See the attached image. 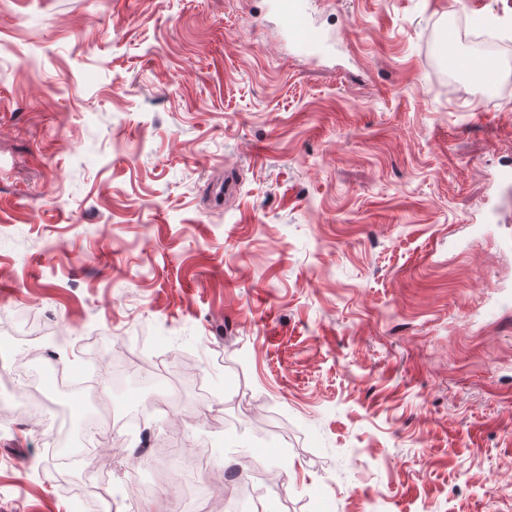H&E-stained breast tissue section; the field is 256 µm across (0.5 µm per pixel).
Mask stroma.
<instances>
[{
	"label": "stroma",
	"mask_w": 512,
	"mask_h": 512,
	"mask_svg": "<svg viewBox=\"0 0 512 512\" xmlns=\"http://www.w3.org/2000/svg\"><path fill=\"white\" fill-rule=\"evenodd\" d=\"M268 5L0 0V343L93 383L0 416V512H142L131 412L242 512H512V43L492 94L440 58L512 0H314L313 60ZM52 455H58V461L70 467L73 471L81 469L89 457V448H85L80 435L73 436L66 445L59 443L55 432L48 438Z\"/></svg>",
	"instance_id": "35a3bbf8"
}]
</instances>
